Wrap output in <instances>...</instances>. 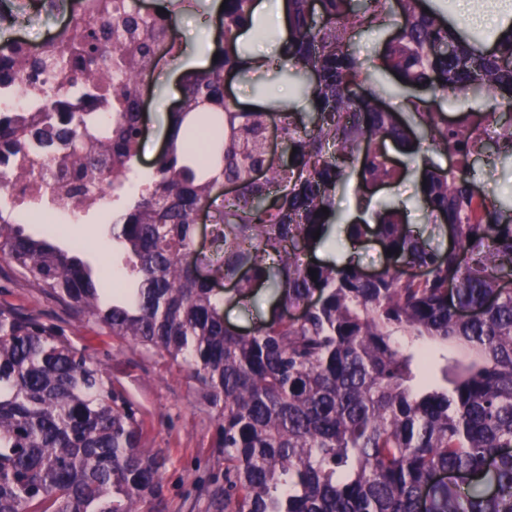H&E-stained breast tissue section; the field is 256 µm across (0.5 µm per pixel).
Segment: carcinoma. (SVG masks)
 Wrapping results in <instances>:
<instances>
[{"label":"carcinoma","mask_w":512,"mask_h":512,"mask_svg":"<svg viewBox=\"0 0 512 512\" xmlns=\"http://www.w3.org/2000/svg\"><path fill=\"white\" fill-rule=\"evenodd\" d=\"M423 2L396 0L394 11L389 0H321L317 20L309 0H287L277 66L300 80L297 110L252 109L224 93L227 75L251 68L240 31L258 27L254 0H227L217 59L184 75L144 189L113 202L124 288L108 290L81 250L50 243V232L28 235L0 210V254L31 287L190 373L217 422L224 484L207 496L224 512H512V291L500 285L512 269V204L487 186L474 193L477 157L512 159V122L501 124L512 107V28L488 46ZM70 13L48 50L0 43L1 72L36 81L78 70L115 103L104 133L51 109L33 131L0 112V143L13 153L31 135L64 147L62 206L128 180L144 71L154 73L171 30V14L147 15L135 0H102L93 13L70 0ZM390 25L378 63L363 68L355 36ZM374 70L436 96L480 98L482 119L451 124L417 97L413 127L376 91ZM272 128L287 154L278 163L267 159ZM390 143L417 165L424 208L466 248V263L413 234L398 209L375 221L391 251L376 276L310 258L335 223L337 192L402 177ZM370 205L358 198L350 239L369 231ZM203 210L213 228L199 247ZM406 266L429 276L409 279ZM223 282L233 288L221 295ZM265 284L282 312L249 334L228 326L224 306ZM141 440L138 411L112 376L52 325L0 304V512H141L161 497L165 463L143 455Z\"/></svg>","instance_id":"carcinoma-1"}]
</instances>
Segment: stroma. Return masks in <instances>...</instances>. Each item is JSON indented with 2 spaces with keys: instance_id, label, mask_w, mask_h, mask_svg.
<instances>
[{
  "instance_id": "obj_1",
  "label": "stroma",
  "mask_w": 512,
  "mask_h": 512,
  "mask_svg": "<svg viewBox=\"0 0 512 512\" xmlns=\"http://www.w3.org/2000/svg\"><path fill=\"white\" fill-rule=\"evenodd\" d=\"M215 0H190L178 7L180 16L173 28L181 54L177 62L163 58L157 62V78L146 100V132L142 144L140 174L151 172L163 149L162 132L169 112L180 98L183 75L196 67L199 59L210 58L216 46ZM443 17L451 19L462 30L485 36L498 34L493 21L504 13H512V0H482L481 7L464 9L460 0H429ZM59 11L35 13L26 11L23 26L12 21L0 23V42L22 35L38 42L47 38L60 25ZM228 94L243 104L263 101L285 102L300 106L292 81L284 79L276 68H263L247 75L229 78ZM419 173L409 169L403 179L370 191L371 207L379 212L400 209L413 233L428 238L432 245L447 247L448 230L430 223L418 204ZM356 189L337 193V221L327 240L318 246L315 257L325 263L344 264L353 260L364 270L378 272L386 264L381 246L373 238L352 242L346 226L356 214ZM111 225L101 213L90 211L75 234L86 245L85 260L98 271L115 269L118 258L102 250L109 241ZM6 301L39 316L54 326L73 347L99 361L106 372L125 390L138 408L143 421L142 449L152 454L163 452L167 464L162 471L163 494L160 500L143 504V512H224L209 505L205 493L224 481V457L213 446L216 422L211 412L201 405L195 393V382L182 367L159 354L146 352L140 345L111 336L81 321L69 308L47 299L31 288L19 275L12 273L6 258L0 256V302Z\"/></svg>"
}]
</instances>
